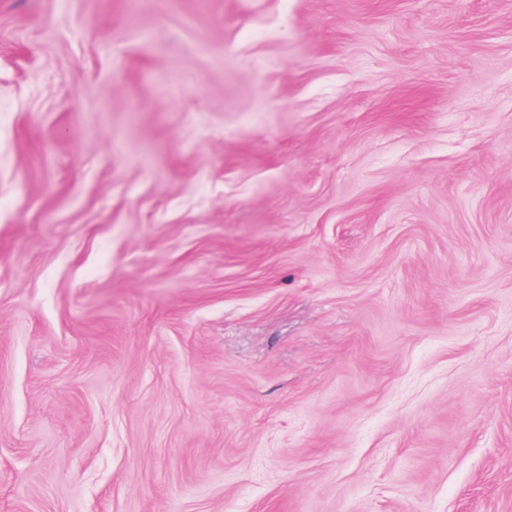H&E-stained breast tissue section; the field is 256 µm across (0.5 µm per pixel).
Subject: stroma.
<instances>
[{
    "instance_id": "35a3bbf8",
    "label": "stroma",
    "mask_w": 512,
    "mask_h": 512,
    "mask_svg": "<svg viewBox=\"0 0 512 512\" xmlns=\"http://www.w3.org/2000/svg\"><path fill=\"white\" fill-rule=\"evenodd\" d=\"M0 512H512V0H0Z\"/></svg>"
}]
</instances>
